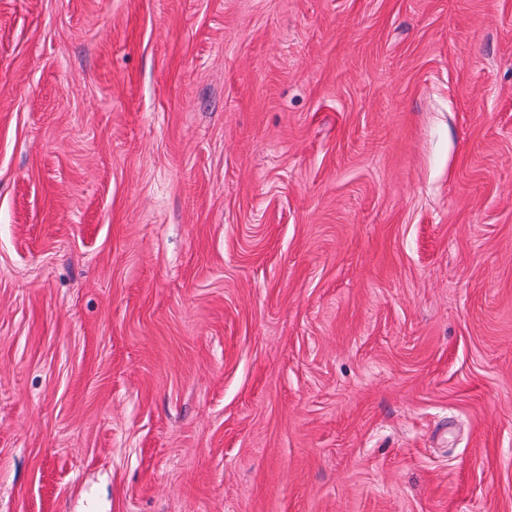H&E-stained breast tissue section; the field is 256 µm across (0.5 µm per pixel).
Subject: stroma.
<instances>
[{
	"label": "stroma",
	"instance_id": "obj_1",
	"mask_svg": "<svg viewBox=\"0 0 512 512\" xmlns=\"http://www.w3.org/2000/svg\"><path fill=\"white\" fill-rule=\"evenodd\" d=\"M0 512H512V0H0Z\"/></svg>",
	"mask_w": 512,
	"mask_h": 512
}]
</instances>
